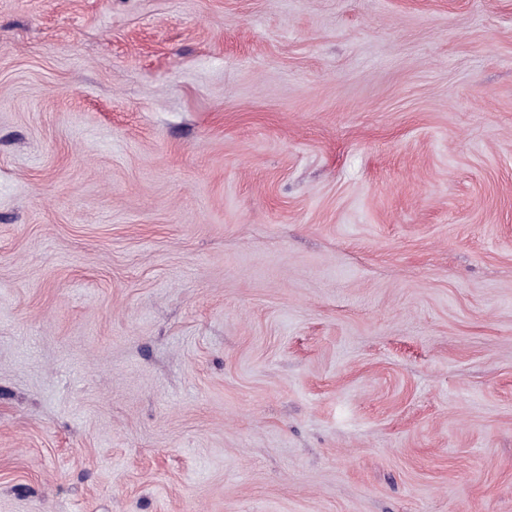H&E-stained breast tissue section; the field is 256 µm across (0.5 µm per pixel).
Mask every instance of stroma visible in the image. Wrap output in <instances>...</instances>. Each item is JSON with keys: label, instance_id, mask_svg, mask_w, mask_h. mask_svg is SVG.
Returning a JSON list of instances; mask_svg holds the SVG:
<instances>
[{"label": "stroma", "instance_id": "stroma-1", "mask_svg": "<svg viewBox=\"0 0 512 512\" xmlns=\"http://www.w3.org/2000/svg\"><path fill=\"white\" fill-rule=\"evenodd\" d=\"M0 512H512V0H0Z\"/></svg>", "mask_w": 512, "mask_h": 512}]
</instances>
